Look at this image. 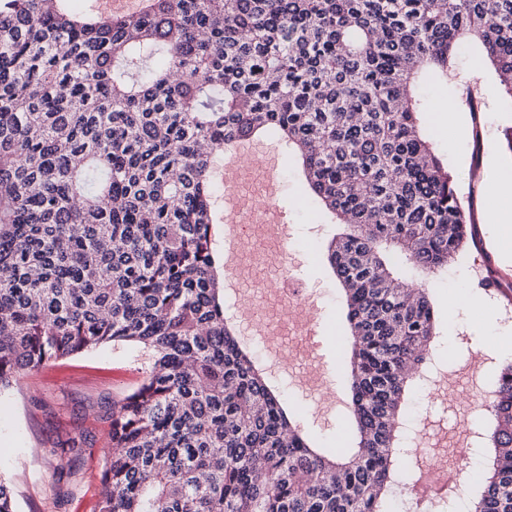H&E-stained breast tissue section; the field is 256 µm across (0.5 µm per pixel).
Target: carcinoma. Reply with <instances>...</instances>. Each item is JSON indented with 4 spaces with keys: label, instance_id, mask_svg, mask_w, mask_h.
<instances>
[{
    "label": "carcinoma",
    "instance_id": "1",
    "mask_svg": "<svg viewBox=\"0 0 512 512\" xmlns=\"http://www.w3.org/2000/svg\"><path fill=\"white\" fill-rule=\"evenodd\" d=\"M0 0V392L109 343L151 353L104 417L97 512H387L396 431L430 360V275L472 240L469 206L407 93L462 88L461 40L512 73V0ZM278 134L347 225L328 246L351 339L357 450L312 448L224 315L213 224L224 147ZM473 512H512V359ZM0 512H16L0 477Z\"/></svg>",
    "mask_w": 512,
    "mask_h": 512
}]
</instances>
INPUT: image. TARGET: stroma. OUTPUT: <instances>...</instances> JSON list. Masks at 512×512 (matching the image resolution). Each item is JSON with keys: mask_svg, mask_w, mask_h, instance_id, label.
Instances as JSON below:
<instances>
[{"mask_svg": "<svg viewBox=\"0 0 512 512\" xmlns=\"http://www.w3.org/2000/svg\"><path fill=\"white\" fill-rule=\"evenodd\" d=\"M424 104L420 129L448 164L460 194L473 213L474 241L448 269L427 276L404 266L400 277L428 288L438 319L433 352L451 381L450 398L430 396L424 383L412 384L403 409L404 446L416 445L414 432L427 436L452 433L466 410L475 383L492 387L497 357H490L477 380L461 371L471 362L474 334L512 337V263L504 264L488 225L489 214L507 198L488 193L503 173L512 170L505 129L512 125V105L499 94L484 97L480 111L461 103V89L426 73L419 83ZM457 125L438 123L447 109ZM248 161H276L282 170L281 199L288 209L286 241L290 271L302 273L316 301L322 326L318 338L321 369L336 393L334 408H320L314 393L292 385L297 362L280 369L250 330L238 308L225 309L238 322L239 339L264 370L269 384L284 400L299 429L317 447L347 448L353 435L346 427L348 391L343 382L339 337L348 335L343 318L345 299L325 256L328 243L342 226L310 191L293 148L276 137L243 145ZM148 354L135 345H108L32 371L22 385L0 393V474L9 478L16 512H94L100 487L107 427L99 416L105 407L129 394L141 381ZM88 441L80 455L57 446L78 433Z\"/></svg>", "mask_w": 512, "mask_h": 512, "instance_id": "35a3bbf8", "label": "stroma"}]
</instances>
